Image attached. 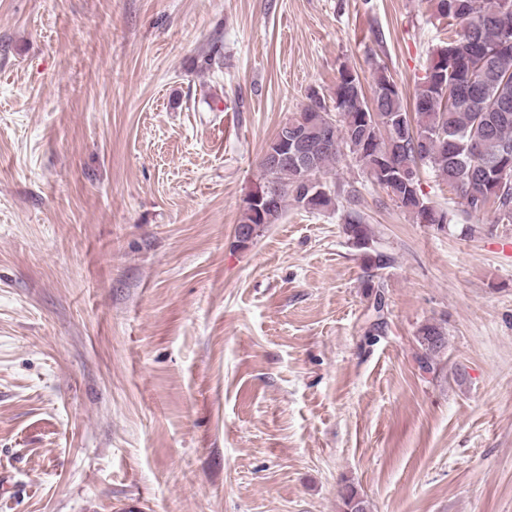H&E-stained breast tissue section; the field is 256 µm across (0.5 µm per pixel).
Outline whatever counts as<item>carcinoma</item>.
<instances>
[{
	"instance_id": "carcinoma-1",
	"label": "carcinoma",
	"mask_w": 512,
	"mask_h": 512,
	"mask_svg": "<svg viewBox=\"0 0 512 512\" xmlns=\"http://www.w3.org/2000/svg\"><path fill=\"white\" fill-rule=\"evenodd\" d=\"M435 8L448 19L451 35L432 51L425 76L415 84L414 111H408L386 68L375 70L368 97L358 73L342 67L332 105L309 94L302 110L288 118L305 131L315 184L302 181L291 158L275 168H261L239 225L258 237L265 225L278 223L290 200L310 212L334 205L335 196L320 175L349 155L420 224L442 229L450 221L447 210L420 194L418 173L425 165L456 191L466 211L491 208L496 222L512 223V0H435ZM474 38L488 48L483 60L466 53ZM270 184L278 187L275 203L254 205ZM342 220L348 241L364 251L366 268H383V255L372 253V232L364 218L348 211ZM416 341L427 367L440 357L448 336L440 325L427 323ZM340 497L343 512H368L356 486L344 485Z\"/></svg>"
}]
</instances>
